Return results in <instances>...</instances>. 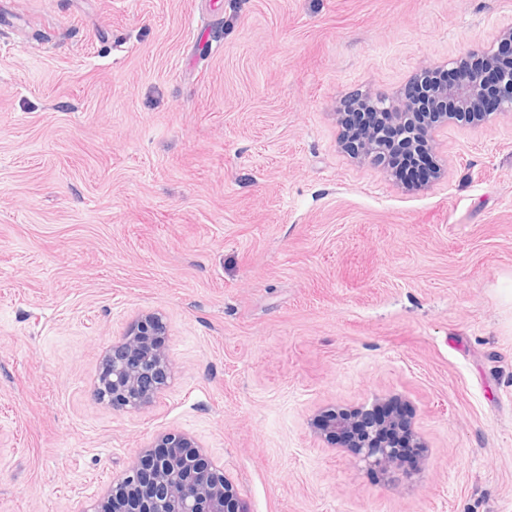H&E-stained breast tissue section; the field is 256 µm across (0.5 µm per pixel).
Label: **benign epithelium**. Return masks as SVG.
Masks as SVG:
<instances>
[{
    "mask_svg": "<svg viewBox=\"0 0 512 512\" xmlns=\"http://www.w3.org/2000/svg\"><path fill=\"white\" fill-rule=\"evenodd\" d=\"M473 62L472 80L460 85L438 83L434 71H424L410 99L373 93L346 97L344 109L355 101L368 102L373 109L352 153L393 176L389 166L392 146L384 127L376 125L377 119H383L385 127L398 128L402 145L408 149L423 147L433 155L435 132L450 122L475 125L498 115L512 116V27L492 44L469 49L441 69ZM166 336L168 325L158 312H146L133 320L102 357L93 390L96 399L114 410L150 407L171 376ZM316 430L332 445L339 439L342 447L357 449L359 461L373 470L388 474L400 469L393 453L397 412L381 402L356 417L325 411L316 419ZM79 512H247V506L224 468L194 439L168 431L143 449L91 507Z\"/></svg>",
    "mask_w": 512,
    "mask_h": 512,
    "instance_id": "obj_1",
    "label": "benign epithelium"
}]
</instances>
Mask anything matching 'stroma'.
I'll list each match as a JSON object with an SVG mask.
<instances>
[{
  "label": "stroma",
  "mask_w": 512,
  "mask_h": 512,
  "mask_svg": "<svg viewBox=\"0 0 512 512\" xmlns=\"http://www.w3.org/2000/svg\"><path fill=\"white\" fill-rule=\"evenodd\" d=\"M512 0H0V512H77L176 430L249 512H512V118L405 189L335 112L496 40ZM164 314L149 408L94 394ZM396 398L374 474L317 415Z\"/></svg>",
  "instance_id": "35a3bbf8"
}]
</instances>
